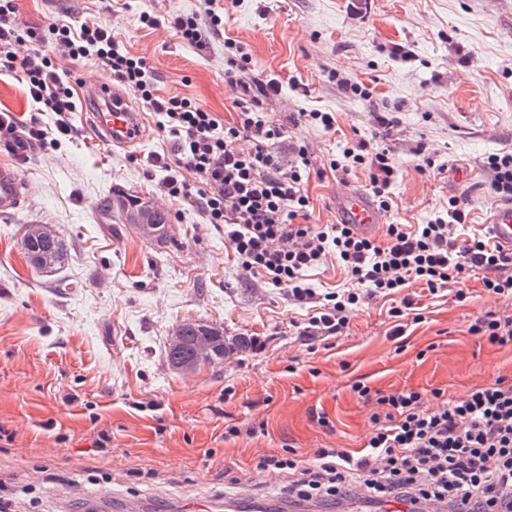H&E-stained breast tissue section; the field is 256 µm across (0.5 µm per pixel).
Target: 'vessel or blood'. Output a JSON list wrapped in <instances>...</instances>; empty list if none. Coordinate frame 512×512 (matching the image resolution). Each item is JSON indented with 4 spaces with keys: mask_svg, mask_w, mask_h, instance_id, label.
<instances>
[{
    "mask_svg": "<svg viewBox=\"0 0 512 512\" xmlns=\"http://www.w3.org/2000/svg\"><path fill=\"white\" fill-rule=\"evenodd\" d=\"M82 102L92 112L96 135L115 143H133L142 135L140 113L125 107L123 99L106 85L86 86L81 90ZM29 184L9 161L0 162V211L15 209ZM336 213L344 223L353 225L366 236L375 234L384 217L370 197L361 191L346 189L335 196ZM487 231L503 249L512 251V204L495 206L491 211Z\"/></svg>",
    "mask_w": 512,
    "mask_h": 512,
    "instance_id": "vessel-or-blood-1",
    "label": "vessel or blood"
}]
</instances>
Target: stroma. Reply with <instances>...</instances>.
Instances as JSON below:
<instances>
[{
    "instance_id": "35a3bbf8",
    "label": "stroma",
    "mask_w": 512,
    "mask_h": 512,
    "mask_svg": "<svg viewBox=\"0 0 512 512\" xmlns=\"http://www.w3.org/2000/svg\"><path fill=\"white\" fill-rule=\"evenodd\" d=\"M15 3L18 21L37 31L96 16L152 63L159 95L190 99L226 122L235 112L224 44L241 46L251 58L242 79L280 82L266 111L314 152L310 223H335L336 189H364L366 171L344 179L322 166L357 139L375 141L382 113L393 120L387 221L427 223L453 196L468 213L465 233L478 234L499 202L484 161L512 148V0H223L224 26L204 51L170 26L178 15H204V0ZM147 15L156 24L146 25ZM352 81L369 85L371 98L355 95ZM316 111L335 113V131L296 124L297 113ZM70 121L72 138L28 150L18 170L31 192L0 213V495L29 489L43 512H183L196 499L280 512L279 498L225 493V469L274 489L284 476L255 474L260 456L361 447L372 407L356 383L459 397L512 379V347L468 332L485 312L512 313V299L488 294L480 276L462 284L461 303L414 283L365 299L342 335H299L310 306L242 279L223 232L161 196L163 173L146 159L168 143L153 118L142 140L126 145L93 141L90 113ZM424 155L442 173H421ZM117 191L169 210L164 242L104 217L100 203ZM32 224L51 225L66 246L54 274L26 262L22 238ZM406 297L419 317L395 337L387 311ZM190 319L255 345L218 366L173 369L167 338ZM320 413L330 428L317 423ZM103 432L112 438L106 454L96 450ZM133 468L153 480L127 479ZM101 487L112 492L103 503L94 499Z\"/></svg>"
}]
</instances>
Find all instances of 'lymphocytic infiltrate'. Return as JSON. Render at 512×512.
Segmentation results:
<instances>
[{
  "mask_svg": "<svg viewBox=\"0 0 512 512\" xmlns=\"http://www.w3.org/2000/svg\"><path fill=\"white\" fill-rule=\"evenodd\" d=\"M207 3L208 25L194 15L171 20L178 37L200 51L208 47L205 27L221 26L224 11L220 0ZM15 10L14 0H0V69L19 73L36 114L21 124L0 113V146L20 158L30 145L55 146L71 135L69 116L82 102L53 57L98 61L153 114L171 143L170 154L152 158L164 173L162 190L223 229L225 244L250 280L287 289L295 302L315 304L317 313L301 335L340 334L365 297L387 296L416 282L434 294L478 274L488 293L512 296V252L486 235L460 237L467 215L458 199H449L445 215L429 223L386 225L378 239L346 224L307 223L308 148L295 143L280 153L287 130L270 121L264 107L280 88L260 77L241 79L249 65L242 48L225 58L235 111L234 120L225 122L189 99L158 95L152 64L127 52L102 21L53 23L38 32L17 27ZM21 45L26 54L18 53ZM41 112L56 114L53 127L38 120ZM242 140L249 141V149L239 148ZM328 168L341 176L365 169L378 208L391 211L389 148L361 140L344 148ZM330 256L347 285L319 294L306 273ZM355 390L376 403L367 441L359 448H318L306 457H260L256 471L288 476L277 496L296 504L356 499L377 512L394 501L407 505L408 512H427L430 504L438 512H512V379L496 377L459 398L433 391L429 407L415 390L377 397L364 384Z\"/></svg>",
  "mask_w": 512,
  "mask_h": 512,
  "instance_id": "1",
  "label": "lymphocytic infiltrate"
}]
</instances>
